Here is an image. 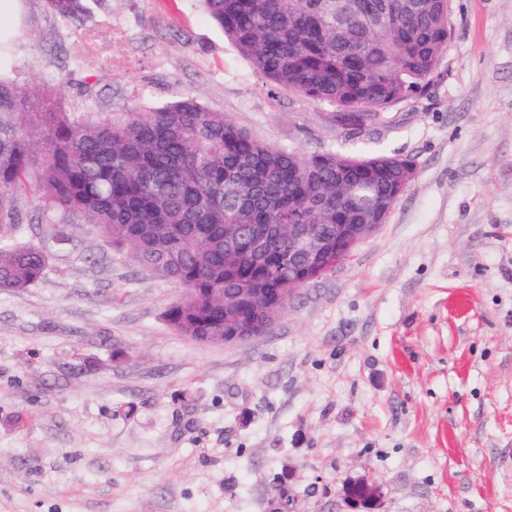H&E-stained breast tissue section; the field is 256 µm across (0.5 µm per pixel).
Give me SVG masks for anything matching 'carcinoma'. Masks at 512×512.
Returning a JSON list of instances; mask_svg holds the SVG:
<instances>
[{"label":"carcinoma","instance_id":"cac0c4a2","mask_svg":"<svg viewBox=\"0 0 512 512\" xmlns=\"http://www.w3.org/2000/svg\"><path fill=\"white\" fill-rule=\"evenodd\" d=\"M210 17L273 86L338 113L373 117L423 94L448 49L452 0H203ZM75 19L82 0H45ZM0 31V289L46 274L44 245L19 241L15 202L56 224H89L142 269L186 288L164 322L180 336H222L224 291L255 268L224 258L226 224H347L399 197L411 157L308 153L258 138L187 94L117 114L62 112L5 73Z\"/></svg>","mask_w":512,"mask_h":512}]
</instances>
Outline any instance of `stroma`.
<instances>
[{"instance_id":"1","label":"stroma","mask_w":512,"mask_h":512,"mask_svg":"<svg viewBox=\"0 0 512 512\" xmlns=\"http://www.w3.org/2000/svg\"><path fill=\"white\" fill-rule=\"evenodd\" d=\"M14 81L68 112L192 94L309 152L369 147L416 175L385 224L239 346L175 334L184 295L87 224L48 240L38 284L0 290V512H268L289 474L299 512H512V0H453L428 90L362 130L277 90L202 0H84L80 19L22 0ZM357 491L359 498H351L349 492ZM344 500L360 508V504L366 505L368 512H380L384 493V485L376 478L369 475L348 479L343 486Z\"/></svg>"}]
</instances>
